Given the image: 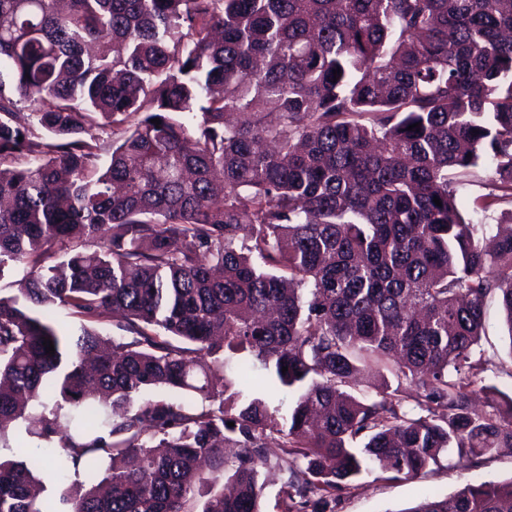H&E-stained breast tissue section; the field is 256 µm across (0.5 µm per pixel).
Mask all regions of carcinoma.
<instances>
[{
  "instance_id": "1",
  "label": "carcinoma",
  "mask_w": 512,
  "mask_h": 512,
  "mask_svg": "<svg viewBox=\"0 0 512 512\" xmlns=\"http://www.w3.org/2000/svg\"><path fill=\"white\" fill-rule=\"evenodd\" d=\"M478 168L474 212L512 202V0H0V438L34 442L0 512H261L268 466L282 512H337L512 447V397L471 406L491 298L512 354ZM400 512H512V480ZM497 193L491 180L490 172L478 170L474 176L469 178L465 185L461 186L457 192V203L460 210L468 217L474 216V219L481 217L473 213V201L477 197Z\"/></svg>"
}]
</instances>
